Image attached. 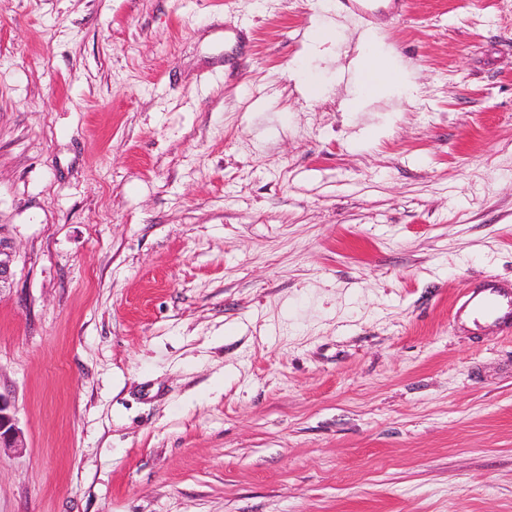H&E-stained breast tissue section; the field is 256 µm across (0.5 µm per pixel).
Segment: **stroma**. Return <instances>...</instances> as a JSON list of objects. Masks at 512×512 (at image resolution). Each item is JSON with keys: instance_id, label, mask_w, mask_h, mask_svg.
I'll return each instance as SVG.
<instances>
[{"instance_id": "35a3bbf8", "label": "stroma", "mask_w": 512, "mask_h": 512, "mask_svg": "<svg viewBox=\"0 0 512 512\" xmlns=\"http://www.w3.org/2000/svg\"><path fill=\"white\" fill-rule=\"evenodd\" d=\"M0 232V512H512V0H0ZM374 39L359 38V53L353 60V64L358 70L363 91L361 101L375 100L380 97L391 95L395 92H404L412 94L414 91L411 81L398 70L396 62L392 59H382L379 54L372 50ZM375 72L380 73L379 79L372 85H366L368 78ZM16 250L10 238L0 232V291L10 287L14 276ZM457 316L473 317L474 320H492L505 332L512 331V290L487 282L464 296L456 309ZM0 448H22L14 407L9 398L0 393Z\"/></svg>"}]
</instances>
